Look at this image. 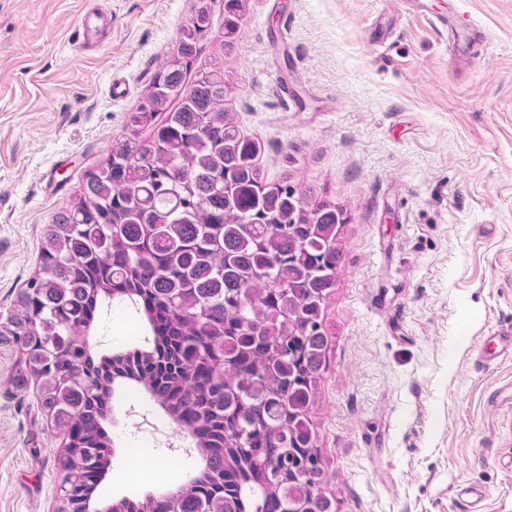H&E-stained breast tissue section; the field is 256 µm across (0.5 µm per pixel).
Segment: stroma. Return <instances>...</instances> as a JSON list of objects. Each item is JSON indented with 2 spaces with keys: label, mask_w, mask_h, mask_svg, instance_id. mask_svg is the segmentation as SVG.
<instances>
[{
  "label": "stroma",
  "mask_w": 512,
  "mask_h": 512,
  "mask_svg": "<svg viewBox=\"0 0 512 512\" xmlns=\"http://www.w3.org/2000/svg\"><path fill=\"white\" fill-rule=\"evenodd\" d=\"M204 4L187 80L223 71L226 118L258 142L265 182L345 216L307 415L331 512H466L461 484L484 490L480 512H512V358L478 361L481 338L512 325V0H427V16L403 0H240L229 38L224 0H0V319L84 175L114 140L147 143L131 116ZM100 5L111 33L82 50L78 19ZM448 13L486 41L463 70L432 20ZM114 80L125 98H110ZM135 318L109 302L92 352L134 343ZM23 367L0 345V512H50L59 430L33 382L17 385ZM115 405L100 499L149 494L122 454L143 430L156 438L144 464L173 486L194 473V441L155 427L149 400Z\"/></svg>",
  "instance_id": "stroma-1"
}]
</instances>
